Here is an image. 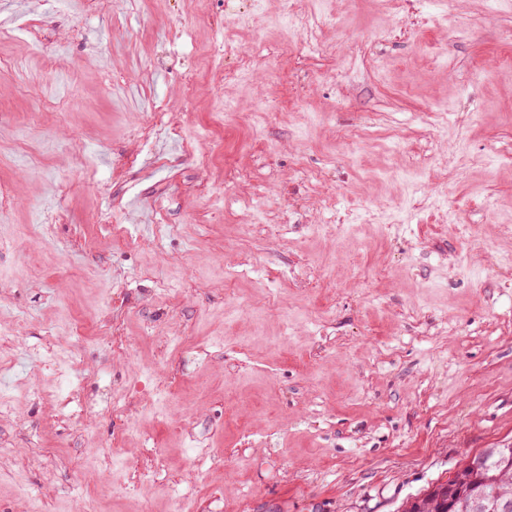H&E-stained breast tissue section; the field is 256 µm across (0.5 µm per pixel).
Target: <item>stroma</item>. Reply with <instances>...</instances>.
I'll use <instances>...</instances> for the list:
<instances>
[{
    "label": "stroma",
    "instance_id": "35a3bbf8",
    "mask_svg": "<svg viewBox=\"0 0 512 512\" xmlns=\"http://www.w3.org/2000/svg\"><path fill=\"white\" fill-rule=\"evenodd\" d=\"M8 2L0 512H401L512 443V0Z\"/></svg>",
    "mask_w": 512,
    "mask_h": 512
}]
</instances>
